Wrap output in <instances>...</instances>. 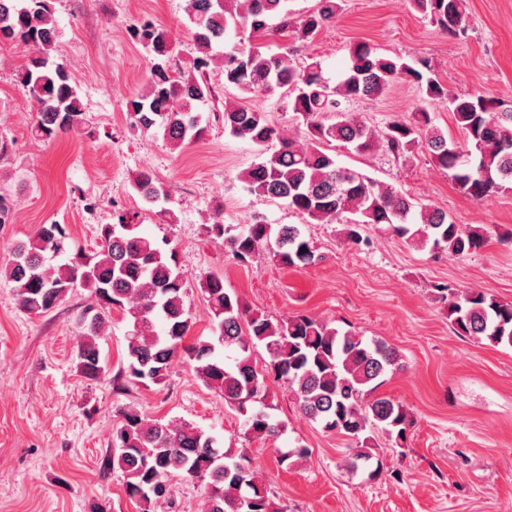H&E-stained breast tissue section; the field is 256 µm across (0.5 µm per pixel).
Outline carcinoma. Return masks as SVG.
<instances>
[{
  "instance_id": "obj_1",
  "label": "carcinoma",
  "mask_w": 512,
  "mask_h": 512,
  "mask_svg": "<svg viewBox=\"0 0 512 512\" xmlns=\"http://www.w3.org/2000/svg\"><path fill=\"white\" fill-rule=\"evenodd\" d=\"M409 2L442 32H465L466 0ZM339 9L338 0H319L315 11L297 19L288 0H188L200 56L187 72L175 67L177 46L167 29L151 21L130 28L149 60L148 92L126 101L132 126L157 130L173 151L201 138L198 112L212 97L205 80L212 64L221 68L224 83L245 93L284 89L301 125L297 138L286 135L262 109L224 103V132L258 150L259 161L240 174L250 192L283 200L319 223L347 224L348 239L356 245L364 241V225L384 224L422 248L457 258L477 252L487 243L477 229L340 165L332 147L338 142L359 154L382 150L400 157L421 144L436 168L450 172L458 189L480 202L503 182H512V106L480 93L450 97L426 60L383 57L367 43L353 46L348 69L331 84L322 62L313 56L298 60L294 44L312 38ZM273 35L285 40L277 53L253 42ZM59 36L51 0H0V42L28 47L16 81L37 104L32 128L37 139L76 132L85 124L78 89L66 64L56 57ZM226 42L231 43L227 51L213 53V45ZM400 80L424 85L431 101H446L462 141L435 128L424 110L411 120L393 119L377 131L343 106L375 99ZM132 183L156 214L174 218L167 207L170 191L153 173L138 171ZM118 220L99 225V249L80 251L56 266L47 261L67 252L69 233L62 224H43L0 268L14 283L20 307L30 314L56 308L75 288L90 290L93 315L76 346V369L82 377L95 380L105 374L98 340L112 311H120L131 324L123 367L129 384H160L174 361L183 359L205 386L244 417V434L266 438L280 429L266 404L269 383L284 379L305 417L349 440L348 467L368 470L370 479L379 474L380 468L370 469L373 433L395 437L400 448L410 427L403 406L377 393L386 376L403 367L395 347L368 342L306 314L272 319L250 313L214 274L201 279L213 338L188 344L191 319L174 249L138 234L124 216ZM206 231L241 262L270 256L285 267H306L321 259L297 224L273 226L256 218L234 226L217 213ZM434 288L457 335L512 347V302L445 284ZM259 346L268 356L261 365L254 358ZM122 417L112 434L115 452L109 465L120 472L125 493L140 512H166L173 476L201 484L204 512H285L269 496L245 453L224 449L217 437L189 422L162 423L134 407Z\"/></svg>"
}]
</instances>
